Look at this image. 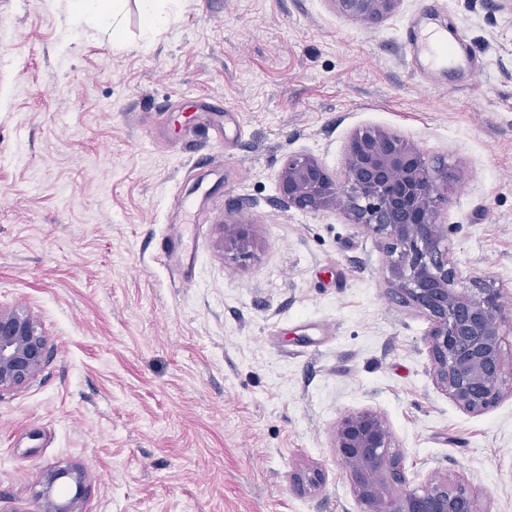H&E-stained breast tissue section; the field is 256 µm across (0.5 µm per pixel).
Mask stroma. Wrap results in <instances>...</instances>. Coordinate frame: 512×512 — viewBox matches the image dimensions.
Wrapping results in <instances>:
<instances>
[{
	"label": "stroma",
	"mask_w": 512,
	"mask_h": 512,
	"mask_svg": "<svg viewBox=\"0 0 512 512\" xmlns=\"http://www.w3.org/2000/svg\"><path fill=\"white\" fill-rule=\"evenodd\" d=\"M422 15L462 37L473 84L410 68ZM124 29L118 49L69 0H0V305L51 349L0 396V505L35 512L41 473L76 463L88 512H357L336 425L371 409L411 488L512 512V397L457 407L429 321L387 294L383 236L276 188L288 155L339 179L354 131L396 133L456 177L438 221L459 287L512 309V0H402L371 27L331 0H182L148 46L126 0ZM188 215L183 287L155 248ZM316 467L325 485H299ZM251 243L249 224L240 222H225L224 246H230L235 250L244 252Z\"/></svg>",
	"instance_id": "obj_1"
}]
</instances>
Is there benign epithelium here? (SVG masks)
<instances>
[{"label":"benign epithelium","mask_w":512,"mask_h":512,"mask_svg":"<svg viewBox=\"0 0 512 512\" xmlns=\"http://www.w3.org/2000/svg\"><path fill=\"white\" fill-rule=\"evenodd\" d=\"M336 12L374 26L401 0H330ZM452 174L433 166L417 146L397 134L366 128L350 137L342 190L318 158L288 156L277 172L278 201L288 209L315 213L337 208L352 223L386 238L389 293L424 315L431 371L438 388L460 409L478 414L512 395V371L505 369L501 340L512 331V312L502 292L476 283L458 287V270L443 246L445 225L437 209ZM251 243L250 227L224 224V245L240 252ZM50 346L36 316L0 306V396L34 381L48 362ZM336 456L350 483L357 512H480L462 481L431 477L419 490L409 482L403 451L377 412L363 409L336 425ZM38 512H87L91 477L78 464L42 472Z\"/></svg>","instance_id":"benign-epithelium-1"}]
</instances>
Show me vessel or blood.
Instances as JSON below:
<instances>
[{
	"mask_svg": "<svg viewBox=\"0 0 512 512\" xmlns=\"http://www.w3.org/2000/svg\"><path fill=\"white\" fill-rule=\"evenodd\" d=\"M410 58L414 69L426 77L447 70L469 78L477 73L457 32L432 27L425 21L418 22L412 29ZM157 252L164 264L185 275L195 264L194 249L181 233L163 237L157 245Z\"/></svg>",
	"mask_w": 512,
	"mask_h": 512,
	"instance_id": "1",
	"label": "vessel or blood"
}]
</instances>
